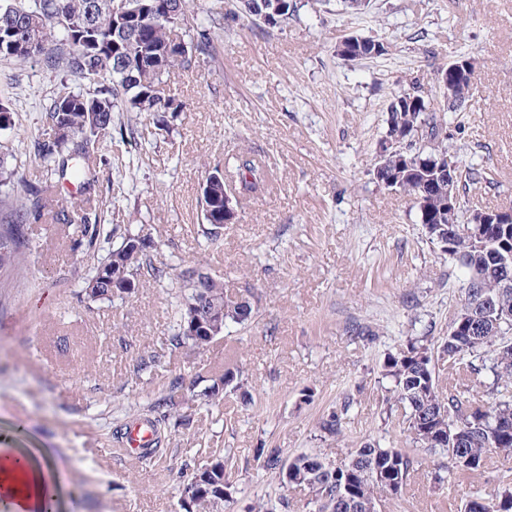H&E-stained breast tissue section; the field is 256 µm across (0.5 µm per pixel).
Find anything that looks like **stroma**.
<instances>
[{"label":"stroma","instance_id":"obj_1","mask_svg":"<svg viewBox=\"0 0 512 512\" xmlns=\"http://www.w3.org/2000/svg\"><path fill=\"white\" fill-rule=\"evenodd\" d=\"M297 3L294 16L265 28L236 0H189L182 37L192 46L208 30L214 52L164 75L161 95L180 111L113 112L107 161L91 165L93 185L81 194L47 176L34 144L56 94L85 81L39 60L0 59V102L11 110L0 154L19 179L39 183L43 202L22 271L0 280V457L33 460L10 478L18 493L49 490L55 512H184L182 468L220 452L235 463L223 512L283 496L290 512H313L310 492L283 488L256 448L338 460L373 439L416 461L404 494L383 512H460L471 491L512 484V459L499 455L437 482L447 457L412 444L401 406L384 403L385 358L408 339L447 334L464 276L430 242L412 198L372 175L389 138L392 94L414 82L426 101H442L437 67L465 56L473 73L464 122L437 114L449 153L482 177L479 189L461 190L462 203L468 211L512 206V0H372L363 11L344 0ZM350 35L382 41L384 54L342 60L336 43ZM241 155L270 171L268 189L239 194L231 160ZM215 163L238 219L211 246L198 233L199 202ZM72 199L99 223L150 235L151 261L167 277L141 274L131 295L111 303L82 300L107 246L55 221ZM191 262L223 277L229 294L251 288L258 298L250 322L228 326L202 351L166 342L176 275ZM353 321L375 339L353 336ZM61 336L71 340L64 355L55 347ZM151 354L162 355L163 368L137 372V358ZM228 364L252 404L232 394L209 406L188 401L184 425L164 433L156 456L124 455L120 428L151 418L174 378L204 379ZM347 399L343 435H322V418Z\"/></svg>","mask_w":512,"mask_h":512}]
</instances>
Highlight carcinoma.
I'll list each match as a JSON object with an SVG mask.
<instances>
[{"label": "carcinoma", "mask_w": 512, "mask_h": 512, "mask_svg": "<svg viewBox=\"0 0 512 512\" xmlns=\"http://www.w3.org/2000/svg\"><path fill=\"white\" fill-rule=\"evenodd\" d=\"M91 10V0H0V58L41 59L51 69H63L86 80L90 88L57 95L46 112L50 129L35 150L51 172L61 180H82L85 163L99 157V149L112 131V112L122 102L138 112H176L179 104L158 95L162 76L175 66L190 63L189 51L176 48L178 30L187 26L188 0H101ZM241 10L258 25L275 27L298 10L297 0H239ZM21 22L33 29L30 49H14L5 40V27ZM384 44L371 37H354L340 42L336 54L344 60L373 58L382 54ZM112 80V93L95 88L103 79ZM471 97L469 78L453 81L450 112H460ZM389 136L403 132L410 141L402 152L387 159L388 187L408 193L415 200L422 224L461 223L463 210L448 214V177L438 174L441 146L430 152L417 148L415 137L436 141L443 135L442 123L424 97L415 89L395 94L389 103ZM239 193L255 194L268 181L263 166L240 157L235 166ZM430 188L421 194L418 187ZM24 196L0 224V276L18 269L29 247V224L40 220L39 187L24 186ZM224 171L214 166L207 172L200 199L202 236L213 244L224 236ZM65 224H80L82 235L95 238L97 224L72 204L57 213ZM470 233L452 238L448 257L466 276L462 302L451 333L440 345L425 338L410 340L383 363V377L391 383L394 401L408 409L403 423L412 442L437 448L448 457V477L460 471H478L489 454L512 456V400L506 395L512 386V285L503 283L500 256L512 252V224L483 229L471 224ZM107 237L112 246L102 262L82 282V297L88 301H110L131 293L149 261L141 236L113 225ZM180 296L173 310L175 332L168 337L174 349L203 350L224 336L230 324L243 325L256 314L252 289L235 298L224 291V281L198 264L188 265L177 275ZM491 298L506 313L473 325L475 301ZM445 353L452 364L482 368L500 388L494 400L480 399L467 390L440 391L432 361ZM251 399L240 371L226 366L210 377V384L197 397L213 404L226 394ZM184 380L174 379L169 393L154 405L151 419L156 432L183 419ZM351 402L346 401L320 422V432L336 437L343 433ZM261 467L278 474L281 484L304 487L313 496L315 512H381L382 502L401 495L414 471L415 460L404 449L385 446L378 440L363 443L339 463L318 454L301 453L285 458L278 448L256 449ZM232 458L212 455L203 465L182 476V486L191 488L183 499L185 512H221L224 501L234 492L230 480ZM464 512H512V487L493 494L472 493Z\"/></svg>", "instance_id": "obj_1"}]
</instances>
